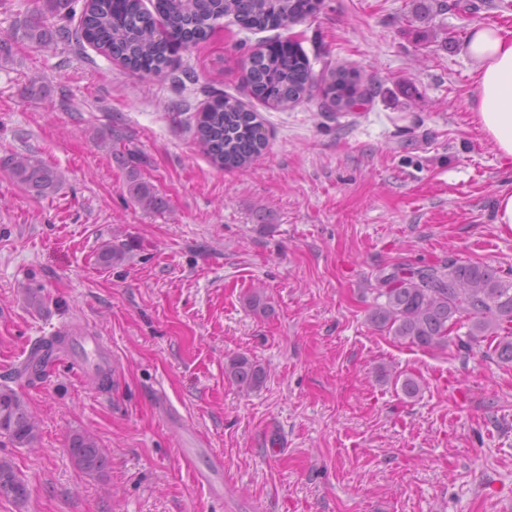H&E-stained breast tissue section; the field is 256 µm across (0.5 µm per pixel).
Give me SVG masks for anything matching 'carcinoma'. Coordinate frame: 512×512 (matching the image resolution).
<instances>
[{"label":"carcinoma","instance_id":"carcinoma-1","mask_svg":"<svg viewBox=\"0 0 512 512\" xmlns=\"http://www.w3.org/2000/svg\"><path fill=\"white\" fill-rule=\"evenodd\" d=\"M322 0H154L147 9L143 0H86L79 31L61 26L49 35L41 22L32 19L24 29L27 40L40 46L52 37L75 39L122 62L142 76H168L177 70L175 56L182 47L205 40L214 23L233 17L248 30L289 27L314 14ZM251 94L272 106L286 107L315 85H322L324 100L338 111H348L371 101L377 91L361 83L352 69H339L327 77L314 74L299 45L290 42L288 50L268 48L250 56L246 73ZM113 153L127 169L130 200L146 211H157L164 201L139 172L141 151L134 139L112 133ZM195 138L213 164L222 169H241L266 148V135L258 115L229 96L213 98L196 120ZM0 167L24 188L39 197L56 193L62 174L34 155H10L0 159ZM124 245L101 249L99 261L112 266L125 258ZM377 297L384 302L373 306L370 323L394 339L428 350L443 351L449 341L468 352L473 344L487 338L496 342L494 354L512 362V277L503 276L487 265L448 258L433 266L397 264L378 278ZM69 342L58 331L34 343L29 356L17 370V377L31 386L43 379L62 348ZM224 376L244 392L260 389L266 380L264 368L244 354L224 363ZM0 435L19 447H32L39 438V427L31 415L24 394L0 384ZM69 453L86 474L105 471L107 457L96 437L75 433ZM30 490L13 463L0 459V499L23 507Z\"/></svg>","mask_w":512,"mask_h":512}]
</instances>
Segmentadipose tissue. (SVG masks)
Wrapping results in <instances>:
<instances>
[{
    "label": "adipose tissue",
    "mask_w": 512,
    "mask_h": 512,
    "mask_svg": "<svg viewBox=\"0 0 512 512\" xmlns=\"http://www.w3.org/2000/svg\"><path fill=\"white\" fill-rule=\"evenodd\" d=\"M464 53L473 64L472 119L500 159L512 162V29L472 25Z\"/></svg>",
    "instance_id": "adipose-tissue-1"
}]
</instances>
